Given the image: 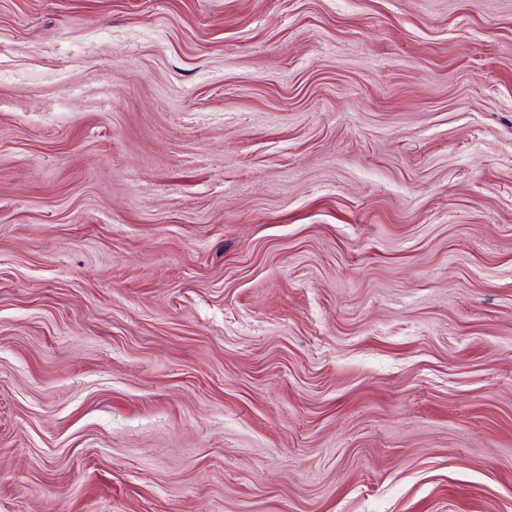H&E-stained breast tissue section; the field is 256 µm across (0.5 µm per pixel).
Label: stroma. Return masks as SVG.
Wrapping results in <instances>:
<instances>
[{
  "instance_id": "obj_1",
  "label": "stroma",
  "mask_w": 512,
  "mask_h": 512,
  "mask_svg": "<svg viewBox=\"0 0 512 512\" xmlns=\"http://www.w3.org/2000/svg\"><path fill=\"white\" fill-rule=\"evenodd\" d=\"M0 512H512V0H0Z\"/></svg>"
}]
</instances>
